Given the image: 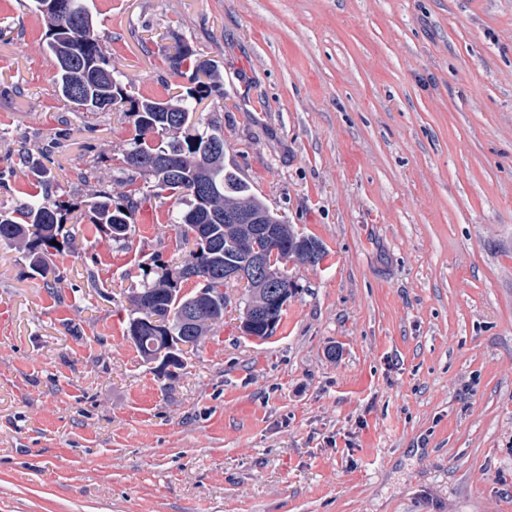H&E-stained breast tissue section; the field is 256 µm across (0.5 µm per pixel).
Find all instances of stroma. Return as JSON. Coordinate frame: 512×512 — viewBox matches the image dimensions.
<instances>
[{
    "label": "stroma",
    "mask_w": 512,
    "mask_h": 512,
    "mask_svg": "<svg viewBox=\"0 0 512 512\" xmlns=\"http://www.w3.org/2000/svg\"><path fill=\"white\" fill-rule=\"evenodd\" d=\"M136 98L224 74L226 164L322 243L275 333L243 294L177 377L126 294L179 260L174 199L129 246L75 226L61 296L0 246V512H512V0H85ZM0 167L52 145L57 202L135 134L55 93L31 0H0Z\"/></svg>",
    "instance_id": "stroma-1"
}]
</instances>
